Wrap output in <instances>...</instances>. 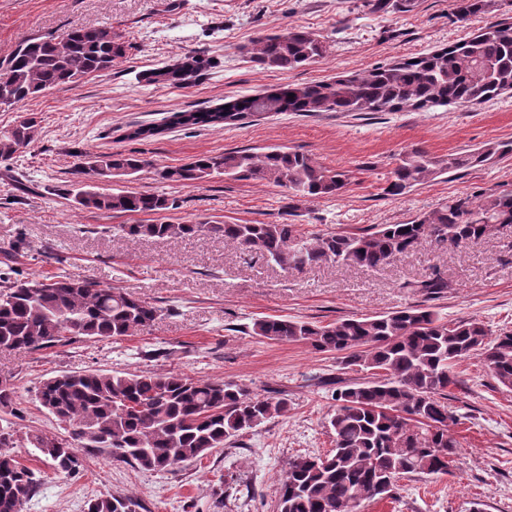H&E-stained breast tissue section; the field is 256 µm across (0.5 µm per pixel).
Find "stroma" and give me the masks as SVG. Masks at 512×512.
<instances>
[{
  "instance_id": "obj_1",
  "label": "stroma",
  "mask_w": 512,
  "mask_h": 512,
  "mask_svg": "<svg viewBox=\"0 0 512 512\" xmlns=\"http://www.w3.org/2000/svg\"><path fill=\"white\" fill-rule=\"evenodd\" d=\"M512 17V0H492L488 13L460 22L452 0H407L404 8L372 12L368 0H0V58L18 44L73 27L107 26L128 50L110 70L75 86L0 108V127L20 112L36 113L38 135L26 152L0 161V261L13 256L29 275L67 272L139 296L162 314L147 332L117 341L79 340L33 354L0 350V377L17 391L22 430L59 434L62 424L40 406L41 380L64 372L173 371L233 380L251 391L287 398L274 418L199 461L148 472L83 451L78 475L54 474L31 447L20 462L40 471L39 493L23 512H84L89 499L136 494L146 512H277V488L289 457L326 453L333 391L368 381L330 353L306 344L269 342L245 334L253 319L282 316L317 323L431 307L450 320L476 318L491 333L512 329V225L453 248L427 241L378 268L327 261L282 270L257 254L200 234L167 240L127 237L125 224L148 216L74 209L65 197L81 153H134L149 166L112 188L163 194L179 224H283L308 233L355 232L397 224L433 211L448 198L512 190V158L491 167L449 173L400 196L385 194L399 154L420 147L437 156L512 140V93L472 110L454 105L396 112H278L224 127H167L132 139L137 123L166 124L175 112L202 109L288 83L335 77L423 54L457 42L489 21ZM299 27L324 41L318 62L295 70L263 68L249 52L273 30ZM197 53L206 71L185 84H153L151 70ZM296 149L349 174L339 197L289 202L286 188L266 181L216 176L200 185L158 178L157 169L200 154L249 148ZM448 279L444 294L414 284ZM447 403L457 414L459 454L444 476L398 478L394 498L361 512H512V390L471 354L452 369ZM234 477L237 497L217 504L220 480Z\"/></svg>"
}]
</instances>
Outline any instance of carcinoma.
I'll use <instances>...</instances> for the list:
<instances>
[{
	"label": "carcinoma",
	"mask_w": 512,
	"mask_h": 512,
	"mask_svg": "<svg viewBox=\"0 0 512 512\" xmlns=\"http://www.w3.org/2000/svg\"><path fill=\"white\" fill-rule=\"evenodd\" d=\"M491 7V0H455L454 17L466 21ZM125 42L112 28H72L19 44L0 59V107H14L49 91L81 82L112 68L125 55ZM325 46L313 33L290 28L262 36L255 62L293 70L323 57ZM205 67L198 55L149 73L152 82L184 83ZM512 90V22H488L467 39L432 52L338 77L331 82L286 84L278 95L255 94L213 109L173 113L170 126L192 128L235 123L276 112H392L404 107L474 108ZM294 97H288V94ZM35 117L19 116L0 129V160L8 161L34 142ZM512 156V141L462 153L434 156L422 148L399 155L384 188L402 195L416 185ZM147 161L134 154L88 157L74 170L67 195L77 210L156 215L147 224H122L133 239H170L209 233L258 254L284 269L320 262L377 268L416 251L433 238L461 246L484 238L498 224H512V191L458 196L439 208L399 224H379L359 233L306 234L296 224H174L161 215L177 208L168 197L86 184L132 177ZM273 182L300 200L339 196L348 175L292 149H242L199 155L160 171L164 180L200 185L214 175ZM426 295L444 293L441 276L415 283ZM160 316L150 302L81 275L26 276L12 260L0 268V348L34 353L81 339L118 340L149 330ZM251 336L301 342L336 355L346 367L373 378L336 389L329 418L334 448L325 455L297 454L277 490L278 512H358L366 501L392 497L394 480L405 474L446 475L458 453L452 432L458 417L444 402L453 383V365L481 351L494 379L512 389V332L489 338L476 319L449 322L431 309L409 306L379 315L351 316L327 324L267 316L247 327ZM16 389L0 380V512H22L40 484L35 470L11 449L29 444L58 474L70 476L83 462L78 448L141 470L172 471L201 460L218 448L288 412L284 399L251 392L234 381L193 378L174 372L79 371L42 380L40 405L63 424L65 435L22 432ZM133 494L98 497L86 512H142Z\"/></svg>",
	"instance_id": "cac0c4a2"
}]
</instances>
